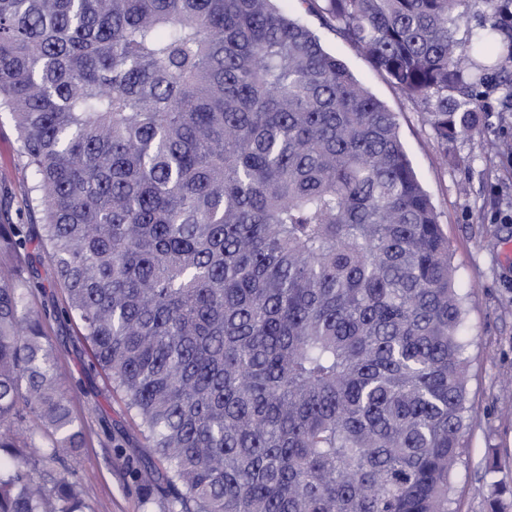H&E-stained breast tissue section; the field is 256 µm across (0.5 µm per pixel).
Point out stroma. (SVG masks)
Listing matches in <instances>:
<instances>
[{"mask_svg":"<svg viewBox=\"0 0 512 512\" xmlns=\"http://www.w3.org/2000/svg\"><path fill=\"white\" fill-rule=\"evenodd\" d=\"M321 37L327 51L395 112L408 156L448 236L456 284L468 307L463 335L474 415L455 477L454 508L486 512V483L496 475L512 478V261L501 253L502 242L512 241V112L501 109L512 97V83L492 78L478 132L450 142L443 158L424 112L350 44L326 29ZM19 149L12 118L0 112V222L34 229L27 196L32 175ZM27 262L35 276L32 301L56 348L63 388L86 425L87 444L66 465L93 512H146L129 474L144 461L137 420L94 364L80 324L65 316L64 292L48 254L30 245ZM495 463L496 475L490 471Z\"/></svg>","mask_w":512,"mask_h":512,"instance_id":"35a3bbf8","label":"stroma"}]
</instances>
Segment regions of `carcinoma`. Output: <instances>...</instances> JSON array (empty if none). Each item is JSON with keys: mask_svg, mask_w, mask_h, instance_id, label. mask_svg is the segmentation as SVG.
<instances>
[{"mask_svg": "<svg viewBox=\"0 0 512 512\" xmlns=\"http://www.w3.org/2000/svg\"><path fill=\"white\" fill-rule=\"evenodd\" d=\"M279 0H0V112L67 314L162 470V512H454L466 303L396 114ZM477 132L512 27L474 0H296ZM0 224V512H92L86 429ZM502 482L487 512H503Z\"/></svg>", "mask_w": 512, "mask_h": 512, "instance_id": "carcinoma-1", "label": "carcinoma"}]
</instances>
